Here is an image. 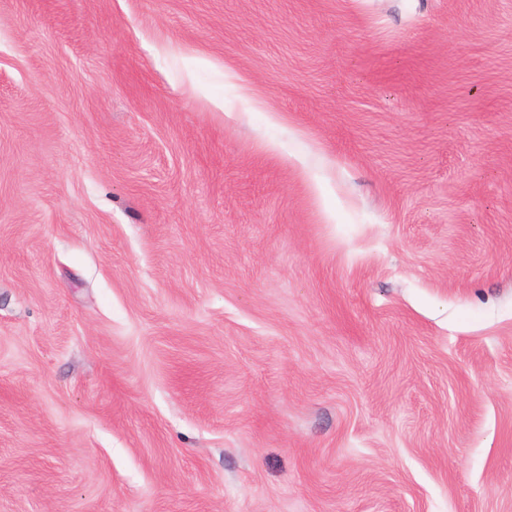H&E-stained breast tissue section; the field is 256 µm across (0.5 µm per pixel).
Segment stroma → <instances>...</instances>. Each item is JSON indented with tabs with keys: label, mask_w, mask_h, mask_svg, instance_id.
<instances>
[{
	"label": "stroma",
	"mask_w": 512,
	"mask_h": 512,
	"mask_svg": "<svg viewBox=\"0 0 512 512\" xmlns=\"http://www.w3.org/2000/svg\"><path fill=\"white\" fill-rule=\"evenodd\" d=\"M0 512H512V0H0Z\"/></svg>",
	"instance_id": "35a3bbf8"
}]
</instances>
